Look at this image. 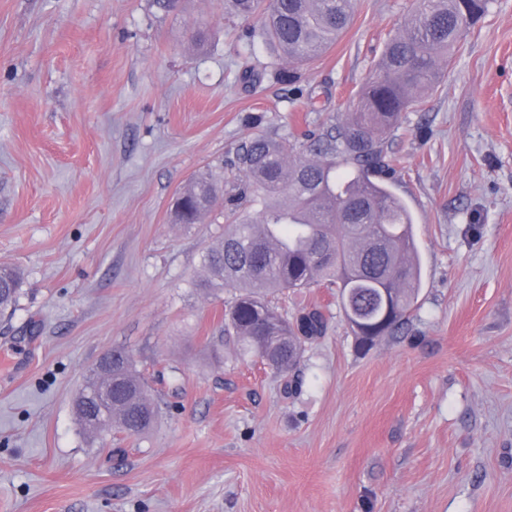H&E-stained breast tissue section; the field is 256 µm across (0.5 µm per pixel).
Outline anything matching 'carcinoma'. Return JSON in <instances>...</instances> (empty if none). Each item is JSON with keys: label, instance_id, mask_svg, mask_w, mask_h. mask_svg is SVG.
Returning <instances> with one entry per match:
<instances>
[{"label": "carcinoma", "instance_id": "obj_1", "mask_svg": "<svg viewBox=\"0 0 512 512\" xmlns=\"http://www.w3.org/2000/svg\"><path fill=\"white\" fill-rule=\"evenodd\" d=\"M243 18L262 17V37L288 70L320 56L348 28L352 0H227ZM492 0H419L415 14L387 42L374 75L352 109L316 139L257 134L237 154L245 181L224 191V181L199 175L174 200V223L190 226L224 200L228 224L202 256L192 287L233 296L224 333L238 354L286 376L306 345L327 326L318 309L290 320L271 294L329 282L338 288L358 346L398 333L409 320L421 283L414 219L391 189L385 145L401 115L418 107V94L435 88L459 43ZM22 274L0 266V312L14 310ZM112 383L86 373L74 410L79 430L96 440L106 433L140 437L157 422L158 397L132 358L111 352Z\"/></svg>", "mask_w": 512, "mask_h": 512}]
</instances>
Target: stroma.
<instances>
[{
	"label": "stroma",
	"mask_w": 512,
	"mask_h": 512,
	"mask_svg": "<svg viewBox=\"0 0 512 512\" xmlns=\"http://www.w3.org/2000/svg\"><path fill=\"white\" fill-rule=\"evenodd\" d=\"M417 8L354 0L288 83L225 0H0V266L24 273L0 317V512H512V0L387 143L423 265L396 335L358 351L321 284L278 297L328 317L297 392L233 345L213 359L224 303L191 282L224 212L170 218L255 133L335 123ZM114 348L159 372L162 414L90 443L73 400Z\"/></svg>",
	"instance_id": "1"
}]
</instances>
